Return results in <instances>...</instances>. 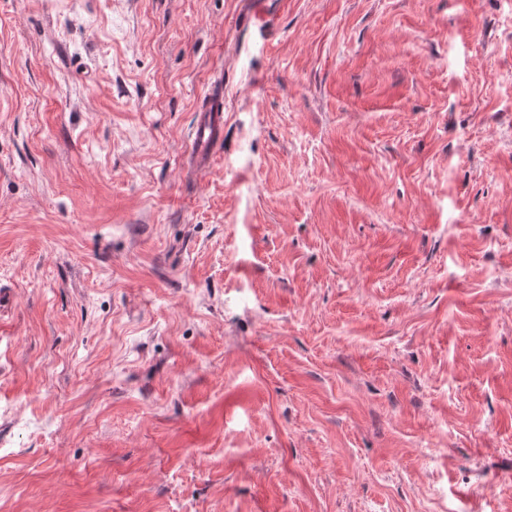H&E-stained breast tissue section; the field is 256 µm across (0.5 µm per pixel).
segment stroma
<instances>
[{
	"instance_id": "1",
	"label": "stroma",
	"mask_w": 512,
	"mask_h": 512,
	"mask_svg": "<svg viewBox=\"0 0 512 512\" xmlns=\"http://www.w3.org/2000/svg\"><path fill=\"white\" fill-rule=\"evenodd\" d=\"M0 512H512V0H0ZM207 96L191 135L192 151L200 162L210 158L214 143L221 139L222 131L224 132L222 78L213 83Z\"/></svg>"
}]
</instances>
